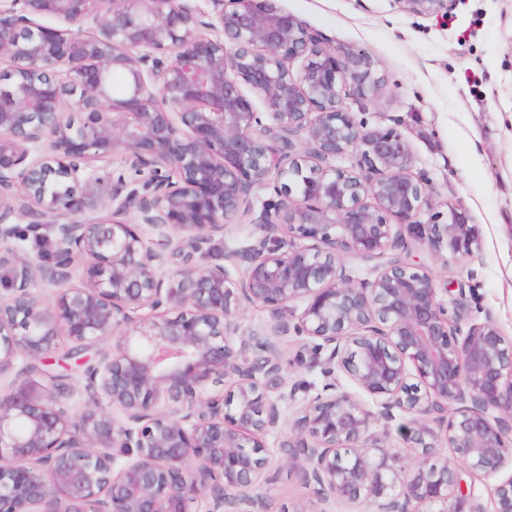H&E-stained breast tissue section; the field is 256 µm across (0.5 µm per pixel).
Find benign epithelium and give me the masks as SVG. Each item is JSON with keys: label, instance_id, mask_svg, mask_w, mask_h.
<instances>
[{"label": "benign epithelium", "instance_id": "obj_1", "mask_svg": "<svg viewBox=\"0 0 512 512\" xmlns=\"http://www.w3.org/2000/svg\"><path fill=\"white\" fill-rule=\"evenodd\" d=\"M209 2L0 0V377L15 373L0 392V512H250L265 438L295 392L279 347L290 330L314 340L313 360L326 354L328 381L280 449L324 500L512 512V475L491 511L461 477L512 462V342L461 301L448 311L404 257L407 232L478 261V226L452 204L419 221L433 204L405 137L345 107L386 95L372 56L336 48L277 0ZM394 2L431 17L454 0ZM115 72L128 78L120 95ZM118 151L133 177L88 166ZM348 153L357 167L336 166ZM256 189L273 194L258 212ZM247 215L261 235L230 255L238 276L200 267ZM22 219L50 231L47 257L13 246ZM349 256L385 262L358 281ZM244 303L274 322L240 333ZM62 332L82 349L113 340L86 371L80 411L36 377ZM393 429L416 452L400 472ZM442 442L455 461L438 457Z\"/></svg>", "mask_w": 512, "mask_h": 512}]
</instances>
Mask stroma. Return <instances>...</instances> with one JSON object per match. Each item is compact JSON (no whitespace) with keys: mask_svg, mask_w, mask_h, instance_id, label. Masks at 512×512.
<instances>
[{"mask_svg":"<svg viewBox=\"0 0 512 512\" xmlns=\"http://www.w3.org/2000/svg\"><path fill=\"white\" fill-rule=\"evenodd\" d=\"M280 6L334 46L379 62L387 94L357 110V118L372 129L401 131L434 207L461 204L482 235V261H448L423 245L414 246L409 260L437 283L463 282L471 317H492L512 339V0H455L439 17L410 15L394 0H280ZM257 235L248 223L227 226L216 234L204 265H228L229 252ZM72 346L60 336L45 371L64 376L69 402L79 410L87 399L86 367L112 343L89 351L84 366L69 358ZM310 348L308 339L292 333L280 342L283 374L296 393L284 407L283 429L266 438L272 464L252 512H373L367 502L327 505L316 485L281 456L282 442L296 437L293 425L305 400L325 382L322 366L310 363Z\"/></svg>","mask_w":512,"mask_h":512,"instance_id":"1","label":"stroma"}]
</instances>
